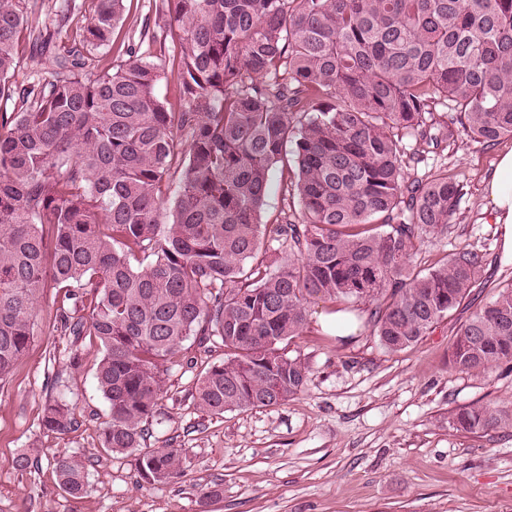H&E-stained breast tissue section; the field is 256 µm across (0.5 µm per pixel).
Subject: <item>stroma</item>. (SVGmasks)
<instances>
[{"mask_svg":"<svg viewBox=\"0 0 512 512\" xmlns=\"http://www.w3.org/2000/svg\"><path fill=\"white\" fill-rule=\"evenodd\" d=\"M38 23L19 42L14 85L49 71L52 51L66 47L91 58L100 73L129 53L158 65L157 97L168 111L181 109L177 82L179 46L172 42L162 0H129L122 26L108 45L89 49L80 40L96 0H31ZM412 175L446 172L463 183L465 195L447 234L425 240L416 257L429 265L460 248L485 254L483 289L471 304L441 320L417 344L398 352L371 334L367 304L357 303L356 332L338 336L322 327L327 303L308 305L301 336L291 354L311 374L305 388L276 407H248L214 415L197 410V379L223 357L187 340L164 375L163 394L147 423L149 448H179L180 477L138 486L132 456L104 451L102 424L109 407L95 371L101 348L90 336L74 339L61 327L58 301L64 291L45 289L38 302L37 334L13 373L0 381V512H512V427L476 433L448 423L473 404L512 409V364L476 374L448 361L457 329L473 309L512 283V251L503 228L492 223L483 182L493 171L499 146L459 136L456 142L420 147L405 138ZM80 351L79 368L69 365ZM65 401L75 419L63 435L43 430L48 404ZM28 453L26 470L13 464ZM87 463L89 492L75 498L57 483L59 457ZM215 498L203 499L204 491Z\"/></svg>","mask_w":512,"mask_h":512,"instance_id":"obj_1","label":"stroma"}]
</instances>
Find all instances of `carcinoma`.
<instances>
[{
	"mask_svg": "<svg viewBox=\"0 0 512 512\" xmlns=\"http://www.w3.org/2000/svg\"><path fill=\"white\" fill-rule=\"evenodd\" d=\"M126 2L97 0L82 42H111ZM163 2L179 112L155 93L159 68L133 55L91 78L57 54L49 77L13 86L32 19L26 0H0V100L18 99L0 113V381L36 336L42 290L67 289L64 329L102 347V447L134 454L147 484L182 472L179 449L142 441L188 338L224 352L195 397L222 414L302 391L310 368L288 346L312 299L372 305L371 332L392 351L458 308L481 286L484 254L463 248L427 269L414 257L448 228L464 185L410 176L403 138L512 137V0ZM442 98L449 112L428 123ZM275 169L291 217L264 224ZM265 240L276 268L257 258ZM449 360L478 372L512 361V284L458 329ZM74 422L59 402L41 418L56 434ZM449 424L512 427V412L471 405ZM56 475L88 493L82 458H59Z\"/></svg>",
	"mask_w": 512,
	"mask_h": 512,
	"instance_id": "obj_1",
	"label": "carcinoma"
}]
</instances>
